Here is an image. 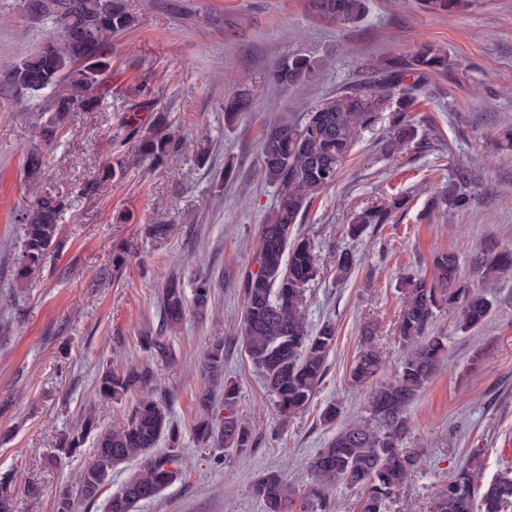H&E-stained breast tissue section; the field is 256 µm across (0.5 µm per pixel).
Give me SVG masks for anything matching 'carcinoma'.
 Listing matches in <instances>:
<instances>
[{"mask_svg":"<svg viewBox=\"0 0 512 512\" xmlns=\"http://www.w3.org/2000/svg\"><path fill=\"white\" fill-rule=\"evenodd\" d=\"M463 0H422V6L436 15L458 11ZM321 16L347 23L361 19L363 0H313ZM27 20L49 27L42 47L23 58L0 77L16 92L31 97L46 96L49 114L34 127V137L52 142L75 112H97L112 87V40L136 27L128 0H24ZM320 67L319 60L296 53L276 62L266 82L294 85L309 80ZM448 72V54L429 42L417 43L405 58L386 59L373 68L374 90H348L332 94L314 104L302 121L280 118L264 126L258 142L260 174L275 186V199L253 242L252 263L237 276L242 294L238 336L252 367L263 377L276 398L279 414L287 420L302 412L314 399L326 374V361L336 338L335 326L327 322L312 331L305 322L303 303L308 284L319 273L314 248L299 237L294 225L301 223L315 196L336 183L342 165L358 132L371 124L379 112L391 115V137L384 152L395 156L416 137L415 121L408 112L420 94L422 80L429 74ZM413 77V82L405 79ZM248 91L224 100V121L231 125L250 111ZM155 113L143 125L138 113ZM125 134L114 139L115 153L132 144L140 157L153 165L165 166L182 155L183 142L173 132L169 115L155 103L143 99L134 103L124 125ZM44 155L32 148L25 153L28 178H40ZM124 161L105 159L94 180L85 184L94 193L103 183L123 175ZM469 170L455 173L453 188L441 202L457 210L472 205ZM401 198L390 205H368L352 214L344 232L358 239L373 224L388 222ZM67 196L45 188L37 192L18 214L23 232L22 252L15 267L17 283L26 281L44 261L59 235V220ZM472 269L485 280L489 274L512 268V248L491 245L474 254ZM405 302L398 322L401 340L411 350L395 378L377 379L382 357L372 332L361 336V351L350 368L351 383L370 385L367 416L336 432L328 445L312 458L310 470L316 484L309 497L297 499L283 476L275 471L252 486L265 512H326V488L342 483L365 490L361 512H388L418 464V455L401 448L408 418L405 411L419 390L429 381L447 351L444 337L431 334L437 313L456 312L462 331L480 326L490 305L480 287L463 283L460 252L436 255L431 277L409 276ZM213 279L193 280L192 297H187L180 278L173 276L159 296L160 328L142 337L149 361L107 367L99 374L96 391L107 400L137 394L129 418L105 429L95 438L94 462L77 478L81 500L93 502L112 479V468L135 462L137 467L122 489L112 495L107 512H132L139 502L155 498L180 475L177 449L180 429L169 416V404L159 389L155 366L174 360L168 334L179 329L187 310L209 305ZM201 372L208 382L196 399L202 414L194 428L202 446L219 443L224 451L242 452L252 446V432L240 422L236 387L224 380V341L217 339L204 353ZM167 440L165 452L158 443ZM482 463L471 457L468 465L448 478V484L430 512H509L512 508V474L503 471L486 485L475 501L472 484Z\"/></svg>","mask_w":512,"mask_h":512,"instance_id":"cac0c4a2","label":"carcinoma"}]
</instances>
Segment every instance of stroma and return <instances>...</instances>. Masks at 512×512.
I'll return each instance as SVG.
<instances>
[{"instance_id":"1","label":"stroma","mask_w":512,"mask_h":512,"mask_svg":"<svg viewBox=\"0 0 512 512\" xmlns=\"http://www.w3.org/2000/svg\"><path fill=\"white\" fill-rule=\"evenodd\" d=\"M360 21L347 24L310 11L308 0H130L136 28L114 44L112 95L96 112L77 113L53 145H39L33 127L46 103L0 83V479L13 493V512H54L63 490L94 459V441L75 453L60 446L85 414L98 429L123 422L135 395L114 402L97 396L106 366L144 360L140 338L159 322L158 293L174 275L217 279L209 309L189 312L171 337L176 359L157 367L174 423L181 430L180 478L136 512H263L253 483L281 472L296 493L308 491V462L340 425L362 416L366 390L352 386L349 368L364 327L375 328L385 360L383 378L406 355L397 335L404 301L402 277L430 274L437 253L464 254L461 274L478 283L469 258L489 242L512 245V0H468L452 16L424 10L420 0H365ZM47 28L27 23L21 0H0V73L37 49ZM430 41L448 53V71L427 77L429 90L414 118L416 140L396 159L381 150L390 115L377 114L358 137L336 183L314 199L298 235L309 238L320 272L305 292L311 329L336 327L327 373L310 406L281 421L241 347L242 297L235 284L252 259L258 226L274 190L259 172L262 126L283 114L302 117L316 102L344 89L370 88L373 64L412 53ZM320 57L309 82L271 88L264 77L281 58ZM251 89L255 107L224 123V100ZM156 100L177 137L203 141L205 160L192 148L155 169L125 151L116 182L84 194L109 155L134 91ZM40 147L39 182L24 171L26 150ZM232 180H225V166ZM473 177L475 201L464 211L441 210L433 200L457 167ZM63 192L60 245L41 271L15 280L21 226L15 216L38 188ZM401 196L405 205L388 223L359 239L343 226L352 213ZM167 224L166 237L147 234ZM356 255L344 280L340 253ZM124 254L122 268L114 255ZM485 322L460 332L451 311L438 313L434 333L448 350L407 409L403 445L421 464L394 512H429L450 474L480 455L477 488L512 471V271L491 279ZM224 340V377L238 389L237 411L254 443L242 452L199 447L193 434L196 397L204 385L198 365L215 338ZM341 407L323 422L327 404Z\"/></svg>"}]
</instances>
